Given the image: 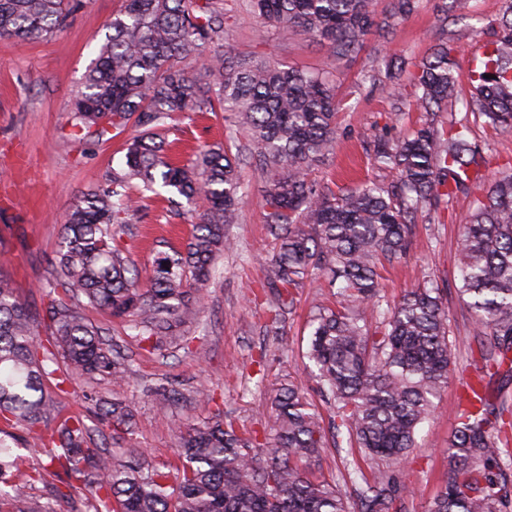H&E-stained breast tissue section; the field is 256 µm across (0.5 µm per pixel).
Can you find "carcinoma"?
<instances>
[{"instance_id":"carcinoma-1","label":"carcinoma","mask_w":512,"mask_h":512,"mask_svg":"<svg viewBox=\"0 0 512 512\" xmlns=\"http://www.w3.org/2000/svg\"><path fill=\"white\" fill-rule=\"evenodd\" d=\"M236 2L285 33L328 43L338 58L360 52L371 29L390 32L419 4L392 0L390 16L379 20L372 0ZM67 17V0H0V38L46 40ZM499 27L485 63L469 70L467 97L449 46L412 70L400 63L387 71L415 88V106L427 119L402 137L373 140L374 162L394 170L395 181L335 191L311 177L312 165L333 150L337 101L329 73L224 51V0H123L72 104L71 122L79 139L97 144L130 125L137 134L125 141L124 164L105 186L66 212L54 276L44 284L51 296L46 336L0 272V483L44 477L11 451V430L19 428L62 469L59 500L73 505L82 496L88 512H347L336 484L298 467L337 432L381 461L371 478H362L360 512H398L410 449L433 415L432 398L448 383L453 343L438 289L410 288L385 308L380 269L406 255L418 215L439 221L458 195L476 187L481 196L462 225L456 269L481 337L480 362L463 385L466 399L448 439V477L428 512H512V420L487 394L502 366L512 372V173L482 186L487 158L470 138L479 120L512 131V0ZM453 101L464 115L437 124L433 116ZM218 110L232 113L248 133L262 171L264 222L275 240L264 269L277 307L293 306V290L309 275L327 274L341 285V306L316 307L306 352L332 415L323 427L288 380L274 395L269 448L222 419L173 420L182 458L173 472L142 452L90 447L83 416L65 411L60 398L79 381L108 380L122 389L131 377L75 299L123 320L141 343L168 335L203 303L217 258L233 248L225 227L237 222L245 192L228 149H204L175 164L165 131L176 113ZM136 186L165 195L176 210L198 196L208 202L184 246L158 253L143 282L118 245L123 225L142 209ZM91 401L112 434L131 432L126 400ZM0 512L55 510L22 507L0 489Z\"/></svg>"}]
</instances>
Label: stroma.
<instances>
[{
    "label": "stroma",
    "instance_id": "stroma-1",
    "mask_svg": "<svg viewBox=\"0 0 512 512\" xmlns=\"http://www.w3.org/2000/svg\"><path fill=\"white\" fill-rule=\"evenodd\" d=\"M121 3L81 0L68 24L44 41L0 39V268L14 280L19 300L36 312L47 302L42 285L49 276L48 261L58 248L66 211L82 193L103 185L122 161L124 136L88 144L74 137L71 126L73 99L104 42L106 25ZM446 3L420 0L417 11L393 33L371 30L360 53L342 59L323 42L293 32L285 35L261 20L235 15L226 21L224 43L230 51L258 60L305 71H330L340 102L335 146L312 174L339 186L368 181L387 185L395 174L374 165L370 143L384 129L394 135L409 131L420 123L422 114L413 110L396 116L393 83L385 78L366 79L365 70L385 57L414 64L437 45L447 43L458 63L455 76L459 86L467 88L468 50L474 43L496 40L506 0H477L474 16L449 17L447 27L442 28L436 18ZM471 130L477 143L488 148L485 180L512 173V132L496 131L480 122L472 124ZM167 138L178 142V156L183 160L200 145H222L239 155L247 203L239 223L228 227L236 248L219 260L199 314L178 325L174 336L160 348L127 336L124 323L100 310L89 307L85 313L107 328L117 351L133 370L121 396L133 407L136 425L132 433L121 436L119 447L139 449L156 464L175 466L179 463L177 439L169 428L170 418L196 424L221 417L257 431L259 437H273L271 389L285 375L305 391L317 410H324L317 384L304 370L306 322L313 306L332 304L336 297L326 279L305 278L295 291L293 309L283 313V336L264 335L275 307L269 289L262 286V262L272 252L274 240L264 222L263 178L246 150L248 136L235 130L223 113L201 116L189 112L170 122ZM474 201V195H459L441 224L417 218L406 258L383 272L382 293L389 301L423 282L437 285L456 345V367L434 400V419L422 426L412 450L405 473L409 492L402 512H427L442 489L457 397L471 375L468 344L474 329L457 292L455 264L462 226ZM202 209L198 200L184 214L174 215L163 203L153 201L132 219L119 244L141 276L149 275L158 252L181 247ZM161 383L185 396L165 414L150 395L151 388ZM201 390L210 392V402L196 400ZM350 455L345 438L340 437L318 458L308 461L305 469L309 475L335 482L344 498L352 502L356 494L342 464Z\"/></svg>",
    "mask_w": 512,
    "mask_h": 512
}]
</instances>
